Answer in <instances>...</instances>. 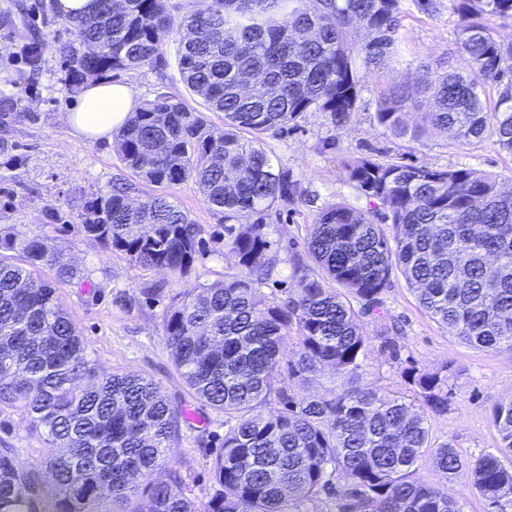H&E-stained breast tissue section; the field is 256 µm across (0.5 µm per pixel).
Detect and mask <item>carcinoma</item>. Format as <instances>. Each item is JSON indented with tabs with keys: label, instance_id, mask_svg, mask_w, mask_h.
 Listing matches in <instances>:
<instances>
[{
	"label": "carcinoma",
	"instance_id": "1",
	"mask_svg": "<svg viewBox=\"0 0 512 512\" xmlns=\"http://www.w3.org/2000/svg\"><path fill=\"white\" fill-rule=\"evenodd\" d=\"M459 16L463 71L421 86L428 108L405 120L412 97L384 94L376 120L392 135L420 141L451 134L449 146L494 139L512 154V93L494 107L478 93L512 78V40L484 22H512V0H452ZM401 0H199L175 19L168 0H96L87 14L65 18L66 42L39 39V55L57 54L69 82L141 65H167L163 34L188 31L175 49L190 98L224 115L208 123L187 100L159 92L116 136L126 167L155 186L193 180L203 201L224 213L225 245L243 272L200 285L171 305L163 335L195 395L232 422L212 462L215 490L198 504L180 478L151 480L167 459L181 413L156 382L133 373L102 374L63 307L59 291L80 270L39 235L0 234V406L22 408L52 445L46 512H461L442 485L417 476L431 464L463 477L498 512L512 507V401L494 424L508 462L486 455L464 462L451 443L432 442L428 417L448 414V363L402 368L413 399L362 384L372 343L397 360L399 329L369 336L361 317L380 313L393 272L419 307L448 333L486 351H512V194L471 167L432 169L370 156L345 158L346 181L368 202L324 205L293 256L296 288L264 305L255 284L273 277L279 259L265 231L279 205L301 192L263 147L270 131L297 126L307 112L346 122L360 100L363 75L387 60ZM362 28L357 43L350 32ZM97 46L87 55L78 47ZM132 185L86 202L85 232L143 267L182 275L199 249L200 228L165 196L128 202ZM383 210L384 228L374 222ZM43 269L53 272L45 281ZM335 282L336 287L329 286ZM361 304L355 308L353 302ZM292 338L296 351L284 356ZM333 387L306 395L323 368ZM275 403L278 409L264 413ZM39 472L20 471L13 449L0 448V512H35Z\"/></svg>",
	"mask_w": 512,
	"mask_h": 512
}]
</instances>
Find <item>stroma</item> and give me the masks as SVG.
Here are the masks:
<instances>
[{
	"label": "stroma",
	"mask_w": 512,
	"mask_h": 512,
	"mask_svg": "<svg viewBox=\"0 0 512 512\" xmlns=\"http://www.w3.org/2000/svg\"><path fill=\"white\" fill-rule=\"evenodd\" d=\"M433 3L434 11L426 14L413 0H403L396 53L364 76L358 108L343 126H334L325 113L309 112L294 129L265 134V148L290 171L302 198L278 206L267 221L280 265L276 276L260 284V300L293 287L290 259L303 251L320 207L344 201L367 208V201L345 180L340 166L344 157L366 155L435 169L472 167L496 176L502 190L512 191V154L493 139L451 148L443 136L420 142L393 137L375 120L378 100L388 88L402 84L413 89L424 72L437 75L463 66L454 4ZM36 33L68 39L48 0H0V110L15 115L0 124V229L41 236L84 271L83 282L62 288L60 296L87 343L88 357L102 373L133 372L159 383L182 418L168 460L153 478L164 481L170 470H178L189 497L207 501L213 491L211 462L228 425L223 412L200 401L174 366L163 318L187 291L241 274L236 256L225 245L224 215L204 203L193 181L163 188V195L201 228V253L181 276L142 267L89 236L81 224L85 202L110 191L116 179L132 180L133 174L114 143L83 139L66 125L63 114L74 103V89L65 80L58 55H45L35 67L27 63L24 48ZM178 40L175 31L163 37L168 66L144 65L113 75V82L133 86L144 101L160 91L183 93L172 62ZM381 301L379 314L364 316L362 323L372 336L383 323L398 322L403 329L401 360L393 362L379 346H371L363 384L405 394L409 388L402 366L411 363L432 371L447 364L450 405L447 415L429 420L433 441L452 440L467 461L499 454L493 410L497 403L512 400V351L475 349L448 333L419 308L400 274L392 275ZM4 446L13 448L19 468L39 469L50 442L21 408L0 406V448Z\"/></svg>",
	"instance_id": "stroma-1"
}]
</instances>
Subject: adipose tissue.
Listing matches in <instances>:
<instances>
[{
  "instance_id": "obj_1",
  "label": "adipose tissue",
  "mask_w": 512,
  "mask_h": 512,
  "mask_svg": "<svg viewBox=\"0 0 512 512\" xmlns=\"http://www.w3.org/2000/svg\"><path fill=\"white\" fill-rule=\"evenodd\" d=\"M139 105L132 87L89 79L81 85L73 106L64 114V121L83 138L109 140Z\"/></svg>"
}]
</instances>
